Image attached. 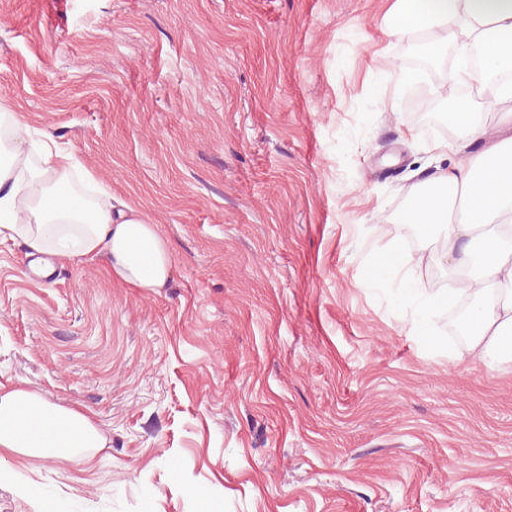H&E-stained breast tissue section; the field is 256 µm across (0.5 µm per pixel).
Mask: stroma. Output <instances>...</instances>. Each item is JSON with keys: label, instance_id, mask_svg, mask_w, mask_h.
<instances>
[{"label": "stroma", "instance_id": "35a3bbf8", "mask_svg": "<svg viewBox=\"0 0 512 512\" xmlns=\"http://www.w3.org/2000/svg\"><path fill=\"white\" fill-rule=\"evenodd\" d=\"M383 0H0V104L168 241L164 287L35 274L0 241V383L94 415L86 460L0 457V512H512V349L455 341L437 235L399 221L452 160L411 102L456 42ZM391 110H383L382 100ZM413 291L365 281L388 243Z\"/></svg>", "mask_w": 512, "mask_h": 512}]
</instances>
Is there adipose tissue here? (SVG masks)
Wrapping results in <instances>:
<instances>
[{
	"label": "adipose tissue",
	"mask_w": 512,
	"mask_h": 512,
	"mask_svg": "<svg viewBox=\"0 0 512 512\" xmlns=\"http://www.w3.org/2000/svg\"><path fill=\"white\" fill-rule=\"evenodd\" d=\"M384 20L392 33L419 37L435 30L480 49L484 64L467 72L470 83L491 87L500 112L495 132L480 113L445 90L449 116L461 135L488 137L467 156L424 181L441 204L429 224L455 271L465 273L481 326L472 351L493 363L486 336L512 330V0H389ZM0 239H20L30 255L63 261L106 257L111 271L136 288H159L171 276V253L155 225L130 205L115 206L111 189L83 168L71 149L45 139L36 156L16 145L23 129L15 112L0 113ZM94 420L20 385L0 384V455L50 459L104 447Z\"/></svg>",
	"instance_id": "1"
}]
</instances>
